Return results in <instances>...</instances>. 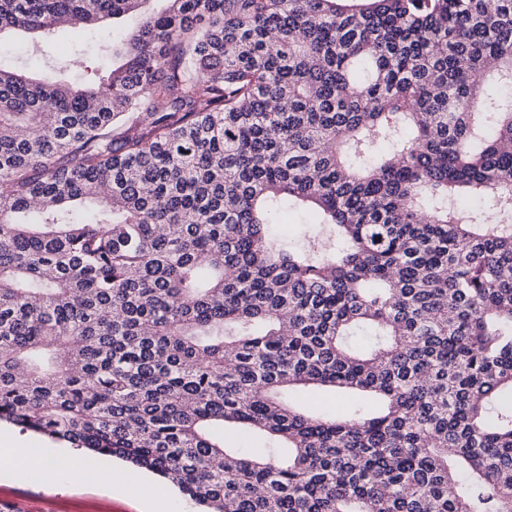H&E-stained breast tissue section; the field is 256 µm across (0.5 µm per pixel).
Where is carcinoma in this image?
Masks as SVG:
<instances>
[{"mask_svg":"<svg viewBox=\"0 0 512 512\" xmlns=\"http://www.w3.org/2000/svg\"><path fill=\"white\" fill-rule=\"evenodd\" d=\"M95 71L0 69V423L203 512H512V0H168ZM313 220L304 215L297 214H282L275 224H272L273 229L288 239L289 243L293 245L302 244L304 236L309 234L312 230Z\"/></svg>","mask_w":512,"mask_h":512,"instance_id":"obj_1","label":"carcinoma"}]
</instances>
